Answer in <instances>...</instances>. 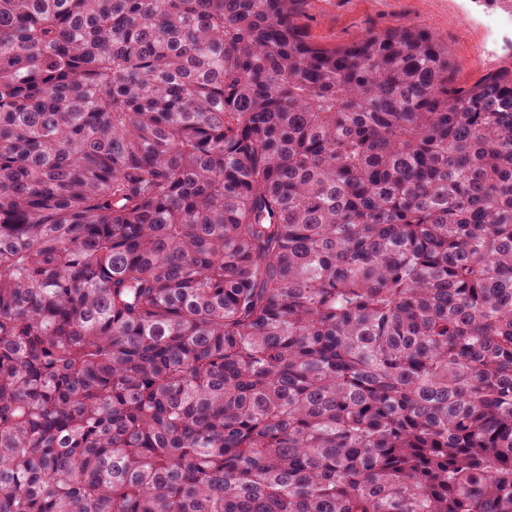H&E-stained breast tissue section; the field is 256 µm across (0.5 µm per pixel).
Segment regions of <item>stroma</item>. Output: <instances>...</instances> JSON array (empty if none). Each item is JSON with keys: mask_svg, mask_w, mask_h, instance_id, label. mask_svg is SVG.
Segmentation results:
<instances>
[{"mask_svg": "<svg viewBox=\"0 0 512 512\" xmlns=\"http://www.w3.org/2000/svg\"><path fill=\"white\" fill-rule=\"evenodd\" d=\"M489 10L486 0H305L301 22L327 46L392 25L424 26L447 45L456 82L470 85L512 67V29L491 33Z\"/></svg>", "mask_w": 512, "mask_h": 512, "instance_id": "obj_1", "label": "stroma"}]
</instances>
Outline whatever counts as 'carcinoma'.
Returning <instances> with one entry per match:
<instances>
[{
	"mask_svg": "<svg viewBox=\"0 0 512 512\" xmlns=\"http://www.w3.org/2000/svg\"><path fill=\"white\" fill-rule=\"evenodd\" d=\"M304 0H0V512H512V68Z\"/></svg>",
	"mask_w": 512,
	"mask_h": 512,
	"instance_id": "cac0c4a2",
	"label": "carcinoma"
}]
</instances>
